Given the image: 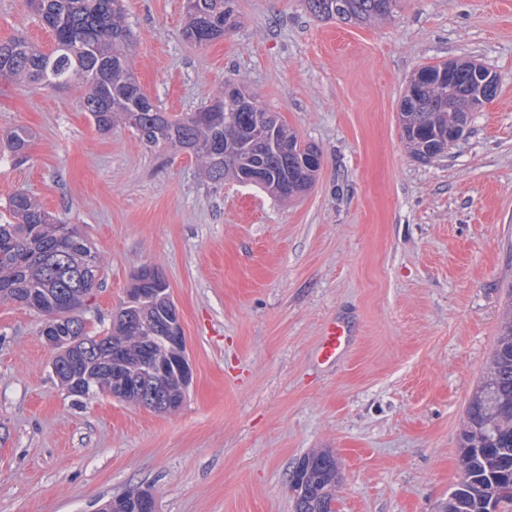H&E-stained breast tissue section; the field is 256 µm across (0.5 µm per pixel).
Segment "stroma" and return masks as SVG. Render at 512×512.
Listing matches in <instances>:
<instances>
[{
    "label": "stroma",
    "mask_w": 512,
    "mask_h": 512,
    "mask_svg": "<svg viewBox=\"0 0 512 512\" xmlns=\"http://www.w3.org/2000/svg\"><path fill=\"white\" fill-rule=\"evenodd\" d=\"M237 27L183 42V0H124L133 71L167 112L248 86L322 153L290 201L215 184L184 153L97 131L72 87L0 81V215L33 194L78 225L104 273L83 317L105 332L134 274H164L193 379L157 413L56 380L44 318L0 303V512H99L137 490L158 512H294L289 477L331 449L336 512H437L512 297V0H401L388 21H322L305 0H231ZM54 40L28 0H0V40ZM469 60L497 79L446 156L411 157L398 120L420 67ZM342 325L336 360L323 330ZM32 135L25 127H18L11 130L5 138L4 147L8 149L11 157L16 158L20 154H25L31 142ZM25 157V158H26Z\"/></svg>",
    "instance_id": "obj_1"
}]
</instances>
